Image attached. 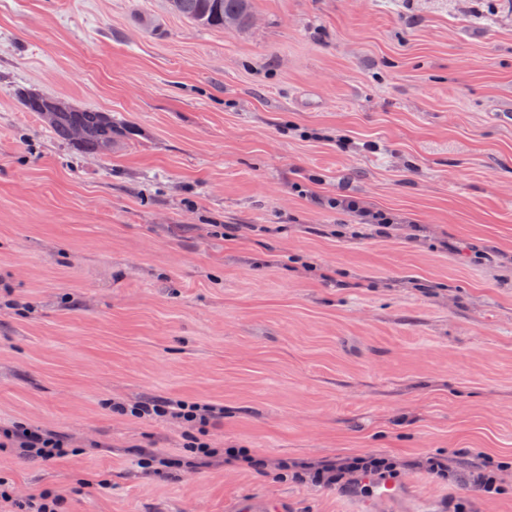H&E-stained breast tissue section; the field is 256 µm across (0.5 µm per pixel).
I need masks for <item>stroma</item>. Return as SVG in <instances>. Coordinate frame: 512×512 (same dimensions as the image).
<instances>
[{
  "label": "stroma",
  "mask_w": 512,
  "mask_h": 512,
  "mask_svg": "<svg viewBox=\"0 0 512 512\" xmlns=\"http://www.w3.org/2000/svg\"><path fill=\"white\" fill-rule=\"evenodd\" d=\"M112 118L84 154L19 100ZM379 152L339 150L337 138ZM408 217L391 237L297 185ZM238 227L235 239L225 225ZM208 398L220 448L445 453L378 502L231 466L146 475L185 428L115 401ZM74 455L0 452L64 512H512V17L461 0H253L204 29L168 0H0V425ZM482 448L504 494L465 484ZM111 481L107 495L81 479ZM8 448L27 460L41 462L61 459L74 452L56 430L32 428L22 423L0 427V451ZM231 512H288L275 500L247 496L240 498Z\"/></svg>",
  "instance_id": "35a3bbf8"
}]
</instances>
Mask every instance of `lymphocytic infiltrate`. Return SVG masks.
I'll use <instances>...</instances> for the list:
<instances>
[{"label":"lymphocytic infiltrate","mask_w":512,"mask_h":512,"mask_svg":"<svg viewBox=\"0 0 512 512\" xmlns=\"http://www.w3.org/2000/svg\"><path fill=\"white\" fill-rule=\"evenodd\" d=\"M319 202L324 208L348 214L355 223L369 226L380 237L387 236L391 226L397 222L393 214L373 209L352 196H323ZM112 409L139 421L165 417L185 426V458L175 459L154 451L145 452L140 457L141 467L158 476L176 467L195 468L200 459L219 461L261 475L272 474L279 479L288 477L298 483L341 490L356 488L367 477L396 479L406 470H421L442 481L448 480L452 474L448 457L442 453H430L411 461L387 453L363 452L321 461L283 458L272 462L247 448H219L209 439L208 429L224 421V405L220 402L160 397L131 405L116 402ZM8 448L25 459L41 462L61 459L71 453L70 447L57 431L32 428L22 423L0 427V450ZM64 501V495L52 491L18 499L9 482L0 479V512H6L7 508L13 506L18 507L20 512H61Z\"/></svg>","instance_id":"lymphocytic-infiltrate-1"}]
</instances>
